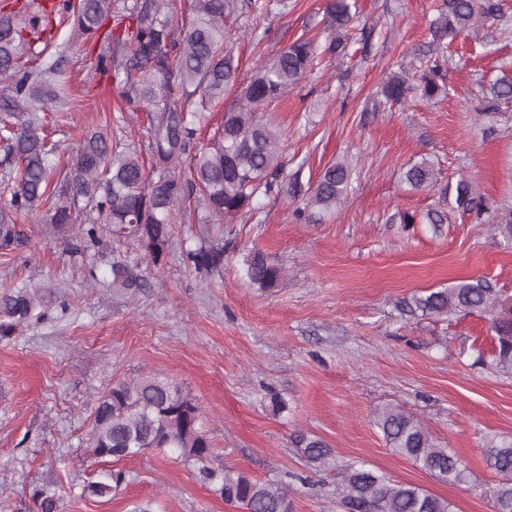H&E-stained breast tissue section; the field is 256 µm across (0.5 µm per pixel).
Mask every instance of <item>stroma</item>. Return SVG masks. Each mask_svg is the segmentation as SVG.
Wrapping results in <instances>:
<instances>
[{
    "mask_svg": "<svg viewBox=\"0 0 512 512\" xmlns=\"http://www.w3.org/2000/svg\"><path fill=\"white\" fill-rule=\"evenodd\" d=\"M324 0H289L287 13L227 19L240 74L269 59L322 18ZM441 0H357L347 54L320 65L264 114L285 145L287 170L314 179L331 163L352 169L345 203L322 223L299 224L282 194L230 224H177L161 267L143 264L136 294L107 288L112 240L79 253L70 237L33 215L19 222L25 247L0 255V288L27 285L44 296V315L22 335L0 339V512H36L50 487L60 512H243L212 490L169 449L116 461L92 457L85 442L94 401L119 382L160 376L181 386L225 467L257 479L294 474L291 512H339L332 490L340 464L361 461L392 479L448 499L455 512H494L499 477L489 449L512 443V373L478 363L495 345L487 317L406 316L402 298L485 279L512 295V244L492 225L448 203V221L425 224L443 185L470 180L491 209L512 207V99L485 119L491 83L512 78V0L506 19L448 44L441 74L450 95L411 93L371 111L370 98L398 68L417 73L435 58L429 23ZM267 29L262 46L250 28ZM67 45L74 103L59 121L64 159L82 134L102 131L145 150L142 112L119 109V88L94 78L96 54L70 24ZM429 162L433 189L412 191L400 176ZM415 216L412 224L402 215ZM224 248L219 273L195 270L190 249ZM255 249L286 269L264 291L244 275ZM102 285L88 287L89 275ZM285 404L274 408V401ZM399 406L469 471L453 485L393 453L370 419ZM306 433L333 450L332 465L308 467L293 437ZM126 481L105 498L83 495L98 474Z\"/></svg>",
    "mask_w": 512,
    "mask_h": 512,
    "instance_id": "obj_1",
    "label": "stroma"
}]
</instances>
